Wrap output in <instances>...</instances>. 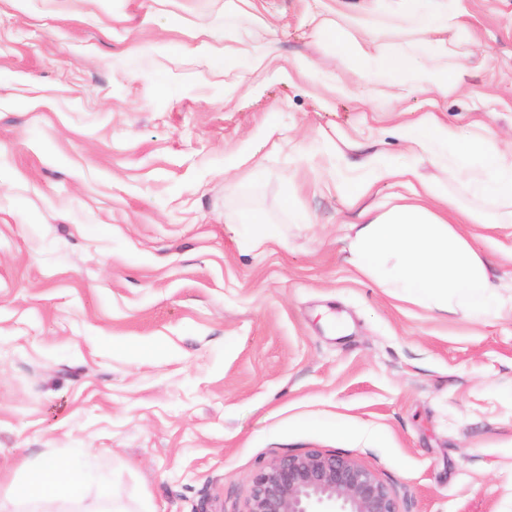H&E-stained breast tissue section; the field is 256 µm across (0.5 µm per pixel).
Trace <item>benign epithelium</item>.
Returning <instances> with one entry per match:
<instances>
[{
    "label": "benign epithelium",
    "instance_id": "obj_1",
    "mask_svg": "<svg viewBox=\"0 0 512 512\" xmlns=\"http://www.w3.org/2000/svg\"><path fill=\"white\" fill-rule=\"evenodd\" d=\"M399 512L389 488L352 458L318 449L284 455L254 476L245 512Z\"/></svg>",
    "mask_w": 512,
    "mask_h": 512
}]
</instances>
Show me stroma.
I'll return each mask as SVG.
<instances>
[{
	"label": "stroma",
	"instance_id": "stroma-1",
	"mask_svg": "<svg viewBox=\"0 0 512 512\" xmlns=\"http://www.w3.org/2000/svg\"><path fill=\"white\" fill-rule=\"evenodd\" d=\"M264 4L259 24L224 0H0V512L77 448L81 512H242L261 466L312 449L400 512H512V310L440 314L349 262L361 209L443 175L402 127L512 140V0H462L477 42L448 95L340 64L226 97L223 51L185 52L209 30L327 59L315 0ZM377 155L414 179L349 205ZM461 230L511 298L512 224Z\"/></svg>",
	"mask_w": 512,
	"mask_h": 512
}]
</instances>
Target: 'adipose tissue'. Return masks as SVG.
I'll list each match as a JSON object with an SVG mask.
<instances>
[{
	"label": "adipose tissue",
	"mask_w": 512,
	"mask_h": 512,
	"mask_svg": "<svg viewBox=\"0 0 512 512\" xmlns=\"http://www.w3.org/2000/svg\"><path fill=\"white\" fill-rule=\"evenodd\" d=\"M406 27L413 41L393 53L376 46L375 33L384 21ZM312 34L330 56L349 62L360 80H391L410 94H444L457 87L459 68L453 65L460 32L469 30L465 12L449 0H323L309 19ZM444 168L461 175L469 193L490 203L494 214L462 211L467 224L512 223V160L501 140L486 132L461 140L455 126L434 114L402 130ZM452 201L439 182H422L412 203H398L356 225L350 243L351 262L364 275L398 298L426 303L441 313L463 309L479 317L501 303L485 260L448 220ZM82 497V479L71 461L42 466L39 479L16 487V498L37 503L57 494Z\"/></svg>",
	"instance_id": "adipose-tissue-1"
}]
</instances>
